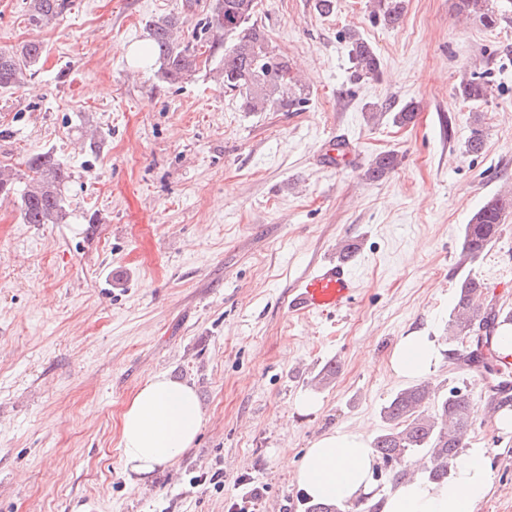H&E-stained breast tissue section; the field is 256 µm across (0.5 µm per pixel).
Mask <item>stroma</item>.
<instances>
[{
    "instance_id": "obj_1",
    "label": "stroma",
    "mask_w": 512,
    "mask_h": 512,
    "mask_svg": "<svg viewBox=\"0 0 512 512\" xmlns=\"http://www.w3.org/2000/svg\"><path fill=\"white\" fill-rule=\"evenodd\" d=\"M452 2L406 0L388 27L369 22L366 0H337L329 15L315 0H258L303 102L246 112L219 56L170 83L127 55L168 15L191 38L213 0H68L38 27L29 0H0V50L44 48L23 87L0 91V166L21 171L49 150L71 173L62 223H23L18 196L0 198V512H82L88 498L98 512H228L241 479L260 512H304L281 458L299 462L334 429L379 434L382 406L409 385L389 367L401 336L424 329L448 351L470 274L495 287L486 303L512 310V215L482 258L462 261L473 212L512 189V0H497L491 29L457 21ZM349 30L375 48L380 80L352 81ZM474 72L495 85L489 102L455 96ZM409 101L415 120L394 124ZM372 104L391 110L374 117ZM476 127L485 148L465 154ZM339 135L361 166L326 165ZM384 151L400 166L366 180ZM342 241L359 245L353 308L290 315L291 287ZM161 372L193 386L206 423L177 467L135 485L121 416ZM430 383L469 392L467 445L492 466L479 512H512V435L495 424L484 374L445 358ZM307 392L317 409L298 406Z\"/></svg>"
}]
</instances>
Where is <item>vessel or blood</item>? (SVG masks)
<instances>
[{"label":"vessel or blood","mask_w":512,"mask_h":512,"mask_svg":"<svg viewBox=\"0 0 512 512\" xmlns=\"http://www.w3.org/2000/svg\"><path fill=\"white\" fill-rule=\"evenodd\" d=\"M358 286V276L347 257H325L296 283L288 311L297 317L347 312Z\"/></svg>","instance_id":"obj_1"}]
</instances>
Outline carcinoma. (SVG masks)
I'll list each match as a JSON object with an SVG mask.
<instances>
[{
    "instance_id": "carcinoma-1",
    "label": "carcinoma",
    "mask_w": 512,
    "mask_h": 512,
    "mask_svg": "<svg viewBox=\"0 0 512 512\" xmlns=\"http://www.w3.org/2000/svg\"><path fill=\"white\" fill-rule=\"evenodd\" d=\"M257 0H216L207 21L205 39L210 53L224 51V90L236 93L246 112H265L271 107L290 111L300 104L298 99L280 100L274 93L295 82L288 62L274 53L267 37L255 19ZM66 6V0H30V21L47 22ZM405 0H370L369 18L384 26H395L401 20ZM456 15L474 17L486 28L498 25L500 14L494 0H454ZM180 18L169 16L149 24V34L160 62L164 79L177 82L197 68V49L190 42L179 40ZM348 55L352 77L356 81L376 80L381 64L372 45L356 31L348 32ZM42 44L30 41L17 52H0V89L9 91L23 82L24 72L41 59ZM463 101L488 102L494 96L490 81L472 73L454 88ZM418 105H401L393 121L405 125L414 120ZM400 164L398 154L386 151L376 156L365 171L374 181L393 172ZM26 172L18 174L0 168V196L20 191V215L25 224H59L65 217L66 203L62 187L70 172L49 152H38L26 161ZM512 213V192L489 197L463 228L462 257L473 262L485 254L499 239L501 226ZM483 283L466 276L458 284L456 303L448 318L449 340L458 346L449 350L448 358L464 366L476 365L492 376L490 390L507 394L512 383L504 379L499 364L485 357L498 327L512 326V311L481 312L479 300ZM475 405L470 394L460 388L435 401L426 385L419 383L399 390L381 408L386 428L373 440L372 448L384 465L409 460L418 455L427 458L423 469L433 482L448 479V470L458 459L459 450L475 418ZM305 512H350L349 505L308 501Z\"/></svg>"
}]
</instances>
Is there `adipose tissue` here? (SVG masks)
<instances>
[{"instance_id": "1", "label": "adipose tissue", "mask_w": 512, "mask_h": 512, "mask_svg": "<svg viewBox=\"0 0 512 512\" xmlns=\"http://www.w3.org/2000/svg\"><path fill=\"white\" fill-rule=\"evenodd\" d=\"M441 359L434 339L415 330L397 342L389 365L404 379L429 378ZM205 423L194 388L167 374L151 376L134 394L121 417L123 468L136 481L178 464ZM375 457L366 436L336 430L318 437L295 470L298 486L314 500L353 502L369 495ZM493 489L490 460L483 449L470 451L447 482L405 479L377 499L378 512H479Z\"/></svg>"}]
</instances>
